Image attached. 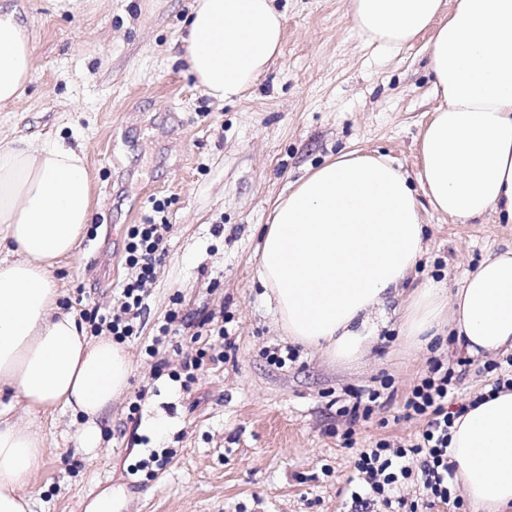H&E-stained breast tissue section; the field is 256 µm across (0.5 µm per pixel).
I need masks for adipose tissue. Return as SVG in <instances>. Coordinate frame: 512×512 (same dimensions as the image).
<instances>
[{"label":"adipose tissue","mask_w":512,"mask_h":512,"mask_svg":"<svg viewBox=\"0 0 512 512\" xmlns=\"http://www.w3.org/2000/svg\"><path fill=\"white\" fill-rule=\"evenodd\" d=\"M350 0L355 26L382 49L427 35L440 98L420 143L419 188L385 157L339 154L300 179L273 210L261 238L257 279L289 337L360 360L372 320L397 296L422 254L423 204L456 221L496 211L512 223V0ZM275 0H193L183 39L189 73L218 102H233L281 52ZM26 13L0 4V105L34 77ZM92 212L82 151L55 139L40 150L0 145V512H32L44 463L29 412L62 407L80 416L69 439L85 454L103 442L100 416L131 374L126 348L89 339L58 304L54 269L75 256ZM450 333L470 354L512 351V251L489 255L460 288L426 282L404 308L403 334ZM448 454L472 512L512 506V390L456 418Z\"/></svg>","instance_id":"adipose-tissue-1"}]
</instances>
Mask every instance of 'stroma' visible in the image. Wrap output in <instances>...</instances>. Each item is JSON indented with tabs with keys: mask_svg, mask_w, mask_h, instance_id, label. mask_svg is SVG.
I'll list each match as a JSON object with an SVG mask.
<instances>
[{
	"mask_svg": "<svg viewBox=\"0 0 512 512\" xmlns=\"http://www.w3.org/2000/svg\"><path fill=\"white\" fill-rule=\"evenodd\" d=\"M28 15L36 74L0 108V144L59 138L82 150L92 219L80 253L56 268L58 303L75 317L106 307L126 274L128 225L167 201V255L128 342L133 373L99 419L95 457L67 443L71 416H37L49 446L34 480L33 512H354L346 491L356 448L403 443L424 428L407 418L409 389L431 359L466 357L455 342L422 349L401 336L403 303L386 307L380 337L357 362L292 345L276 323L256 270L261 228L278 197L307 171L359 149L386 155L409 175L439 99L423 41L370 45L349 0H276L283 50L239 101L220 104L182 59L192 0H15ZM425 250L411 276L456 288L489 254L512 250V224L495 212L460 224L424 208ZM224 313L235 336L228 359L205 363L190 389L168 348L156 369L144 351L172 307ZM294 347L280 368L267 352ZM390 382L392 400L356 429L334 400ZM164 413L168 433L147 421Z\"/></svg>",
	"mask_w": 512,
	"mask_h": 512,
	"instance_id": "35a3bbf8",
	"label": "stroma"
}]
</instances>
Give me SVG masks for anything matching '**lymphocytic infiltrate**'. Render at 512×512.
<instances>
[{"label":"lymphocytic infiltrate","mask_w":512,"mask_h":512,"mask_svg":"<svg viewBox=\"0 0 512 512\" xmlns=\"http://www.w3.org/2000/svg\"><path fill=\"white\" fill-rule=\"evenodd\" d=\"M164 210V202L154 201L152 214L145 216L142 223L129 226L123 254L127 274L116 296L117 308L98 314L92 325L95 335L104 334L120 343L140 336L142 328L138 320L167 253L171 226L156 219ZM209 324L214 325L216 335L223 339L225 349H234L228 328L215 325L213 313L202 309L185 315L170 312L145 352L156 359L158 367H165L160 353L173 337L186 329ZM462 376L457 368L432 362L428 372L413 385L405 402L407 417L420 416L426 420L421 435L406 446L382 439L372 447L360 449L353 462L351 492L357 512H374L375 505L388 506L394 502L407 507L408 512H431L439 503L453 504L457 510L462 507L463 502L452 484L454 468L448 461L451 429L457 415L468 409L464 403L454 411L448 408ZM409 480L421 483L422 496L412 501L396 497L399 486Z\"/></svg>","instance_id":"lymphocytic-infiltrate-1"}]
</instances>
